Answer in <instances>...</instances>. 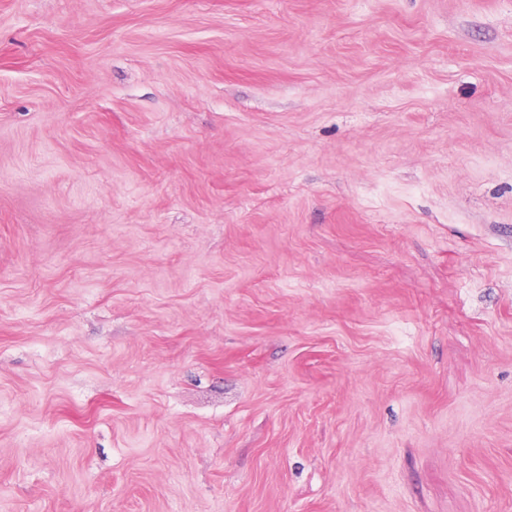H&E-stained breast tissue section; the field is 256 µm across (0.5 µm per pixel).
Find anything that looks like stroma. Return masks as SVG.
<instances>
[{"label": "stroma", "instance_id": "1", "mask_svg": "<svg viewBox=\"0 0 512 512\" xmlns=\"http://www.w3.org/2000/svg\"><path fill=\"white\" fill-rule=\"evenodd\" d=\"M0 512H512V0H0Z\"/></svg>", "mask_w": 512, "mask_h": 512}]
</instances>
